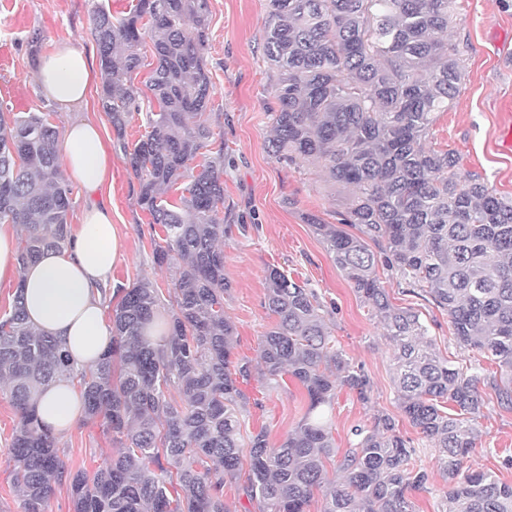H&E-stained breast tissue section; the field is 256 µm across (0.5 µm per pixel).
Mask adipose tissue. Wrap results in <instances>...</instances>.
Segmentation results:
<instances>
[{
  "label": "adipose tissue",
  "instance_id": "ef3b65f1",
  "mask_svg": "<svg viewBox=\"0 0 512 512\" xmlns=\"http://www.w3.org/2000/svg\"><path fill=\"white\" fill-rule=\"evenodd\" d=\"M89 61L63 46L45 56L34 75L43 95L64 107L82 103L89 83ZM60 155L72 179L88 191L103 182L105 152L99 128L87 121L68 126ZM118 231L106 208H89L67 248L45 252L19 267L13 231L0 226V276L19 272L29 321L59 341L75 369L96 366L112 340L104 319L101 289L119 255ZM36 412L55 434L69 432L81 412V399L68 379L52 382L41 394Z\"/></svg>",
  "mask_w": 512,
  "mask_h": 512
}]
</instances>
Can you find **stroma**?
Returning a JSON list of instances; mask_svg holds the SVG:
<instances>
[{
    "label": "stroma",
    "mask_w": 512,
    "mask_h": 512,
    "mask_svg": "<svg viewBox=\"0 0 512 512\" xmlns=\"http://www.w3.org/2000/svg\"><path fill=\"white\" fill-rule=\"evenodd\" d=\"M131 3L0 0V50L10 56L9 66L0 70V110L50 113L53 125L61 131L77 117L100 128L107 159L105 181L92 193L74 184L68 222L72 229H79L87 208L103 205L112 214L121 244L110 287L147 278L164 288L169 273L155 262L150 217L137 204L138 181L99 104L102 78L92 13L103 5L112 15L121 16ZM267 13L268 0H209L204 60L213 85V108L208 122L224 137V207L219 215L234 227L232 235L224 239V274L233 284L224 310L236 327L235 353L255 359L258 337L275 322L264 306L268 268H279L295 282L315 289L337 347L370 381L367 399L346 388L336 393L332 421L338 450L351 448L355 426L369 429L377 417H393L429 472L426 489L413 495L416 512H442L448 484L436 467L432 442L399 408L392 345L386 331L305 221L306 215L313 213L324 223H338L348 191L327 182L316 165L296 167L267 150L275 106L271 93L275 75L262 50ZM448 38L464 52L465 77L451 109L439 113L429 144L456 153L462 173L480 176L498 195L510 199L512 156L497 151L496 139L501 103L512 98V0H456ZM62 44L83 51L91 63L86 100L69 111L46 100L33 79L39 59ZM378 275L395 306L419 313L441 357L457 367L473 361V352L457 343L446 311L409 293L386 268H379ZM244 390L254 403L241 427L242 435L266 429L273 446L297 428L307 409L306 394L292 379L274 388L255 379ZM482 393L480 437L464 465L495 473L500 481L512 484V466L503 463L504 458L512 457V410L498 405L490 387H483ZM15 420L8 398L0 394V512H21L11 487L8 454ZM58 446L61 456L73 465L88 468L112 454V445L100 427L82 421L59 437Z\"/></svg>",
    "instance_id": "stroma-1"
}]
</instances>
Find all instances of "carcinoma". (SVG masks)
I'll return each instance as SVG.
<instances>
[{
  "label": "carcinoma",
  "instance_id": "carcinoma-1",
  "mask_svg": "<svg viewBox=\"0 0 512 512\" xmlns=\"http://www.w3.org/2000/svg\"><path fill=\"white\" fill-rule=\"evenodd\" d=\"M454 5L268 0L263 53L276 73L277 106L268 149L353 188L342 224L307 221L386 330L400 409L434 444L448 480L445 512H512V485L463 470L479 438V386L491 384L499 404L512 408V199L463 174L453 152L426 147L465 77L460 50L448 42ZM208 15V0H136L120 17L103 7L93 15L101 107L138 179L156 263L176 266L167 304L149 279L114 289L112 345L88 371L75 370L57 340L30 326L14 291L0 313V392L17 417L12 490L22 512H48L61 486L72 512H229L224 487L233 483L258 512H306L316 491L323 512H415L410 495L426 488L429 474L392 418L355 429V446L336 456V389L365 400L369 380L326 331L316 292L277 268L266 276L264 301L276 321L260 336L257 359L266 384L296 379L308 408L276 447L263 429L242 438L240 382L252 371L235 357V325L224 312L232 288L221 247L229 228L219 218L224 145L204 152L216 143L204 119ZM147 33L154 62L142 90L132 75ZM136 115L145 132L130 145L125 130ZM72 194L50 113L0 111V224L25 229L21 264L67 247ZM380 264L448 312L458 344L477 352L469 368L449 365L419 314L390 303ZM483 359L498 365L500 378L487 376ZM59 378L78 383L84 419L112 442V456L92 470L65 461L36 415L39 394ZM448 403L455 412L445 411ZM335 456L339 480L326 469ZM244 457L250 470L240 485Z\"/></svg>",
  "mask_w": 512,
  "mask_h": 512
}]
</instances>
